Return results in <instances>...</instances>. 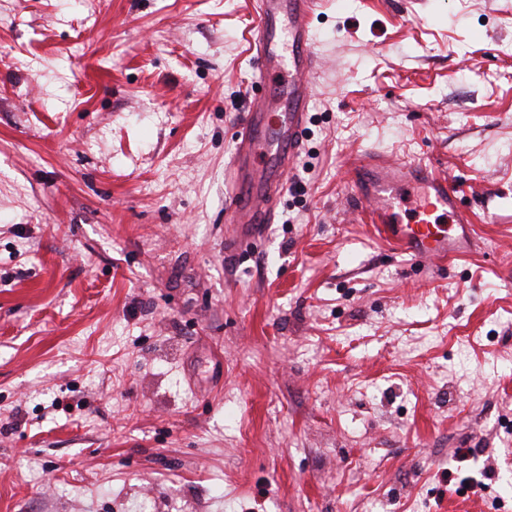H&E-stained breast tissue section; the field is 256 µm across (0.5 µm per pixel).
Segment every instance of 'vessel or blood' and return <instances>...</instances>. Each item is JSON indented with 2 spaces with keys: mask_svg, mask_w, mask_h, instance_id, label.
I'll use <instances>...</instances> for the list:
<instances>
[{
  "mask_svg": "<svg viewBox=\"0 0 512 512\" xmlns=\"http://www.w3.org/2000/svg\"><path fill=\"white\" fill-rule=\"evenodd\" d=\"M253 75L260 89L239 125L224 200L227 223L237 238L259 236L272 223L282 174L299 157V135L307 121L309 86L316 73L310 18L317 0H255ZM346 204L376 224L380 234L416 260L452 256L453 229H467L455 180L421 162L396 160L374 148L356 159L347 182Z\"/></svg>",
  "mask_w": 512,
  "mask_h": 512,
  "instance_id": "obj_1",
  "label": "vessel or blood"
}]
</instances>
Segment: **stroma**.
Here are the masks:
<instances>
[{"label": "stroma", "mask_w": 512, "mask_h": 512, "mask_svg": "<svg viewBox=\"0 0 512 512\" xmlns=\"http://www.w3.org/2000/svg\"><path fill=\"white\" fill-rule=\"evenodd\" d=\"M257 21L0 0V512H512V0H320L304 148L233 247ZM368 146L460 177L466 255L345 214Z\"/></svg>", "instance_id": "35a3bbf8"}]
</instances>
